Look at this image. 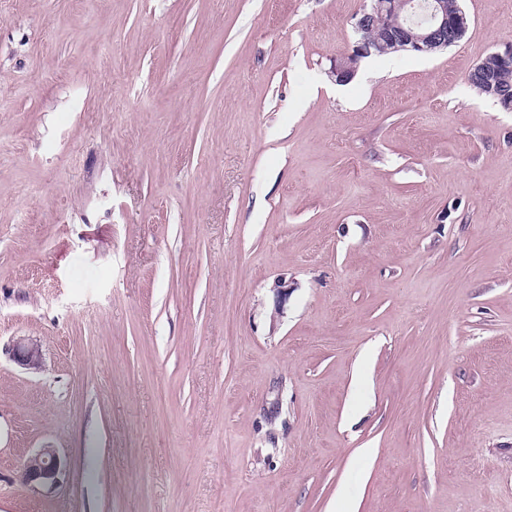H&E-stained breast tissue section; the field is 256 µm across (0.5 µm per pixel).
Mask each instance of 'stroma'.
<instances>
[{
  "instance_id": "stroma-1",
  "label": "stroma",
  "mask_w": 512,
  "mask_h": 512,
  "mask_svg": "<svg viewBox=\"0 0 512 512\" xmlns=\"http://www.w3.org/2000/svg\"><path fill=\"white\" fill-rule=\"evenodd\" d=\"M362 5L0 0V512H512V0ZM415 1H367L355 23L356 41L331 71L337 83L353 79L361 60L375 53L432 55L447 50L466 33L470 18L456 1L451 6L452 0H429L423 5ZM512 62V44L508 46L503 52H494L478 63L473 69L474 73L485 76L488 79L490 91L498 98L501 107L512 112V93L511 96L508 94H501L498 91V83L493 78V73L496 71V65L501 64L507 66ZM472 71L468 76V82L476 90V92L484 97H488L485 93L484 82L476 76ZM12 359L18 365L31 370H38L42 365L39 345L31 339H18L12 345ZM65 469L57 448H39L23 465L22 479L31 487H52Z\"/></svg>"
}]
</instances>
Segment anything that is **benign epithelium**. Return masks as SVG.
Wrapping results in <instances>:
<instances>
[{
	"instance_id": "1",
	"label": "benign epithelium",
	"mask_w": 512,
	"mask_h": 512,
	"mask_svg": "<svg viewBox=\"0 0 512 512\" xmlns=\"http://www.w3.org/2000/svg\"><path fill=\"white\" fill-rule=\"evenodd\" d=\"M470 18L459 5L448 0H426L418 5L413 0H369L355 23L357 39L351 49L336 60L332 74L344 83L356 75L362 59L375 53L393 51L432 55L456 44L466 33ZM512 63V44L502 52H494L478 63L474 72L485 76L492 94L501 107L512 112V95L498 91L493 78L496 65ZM18 365L38 370L42 365L39 345L31 339H19L11 348ZM65 463L55 448H40L23 465L22 479L31 487H52L59 482Z\"/></svg>"
}]
</instances>
